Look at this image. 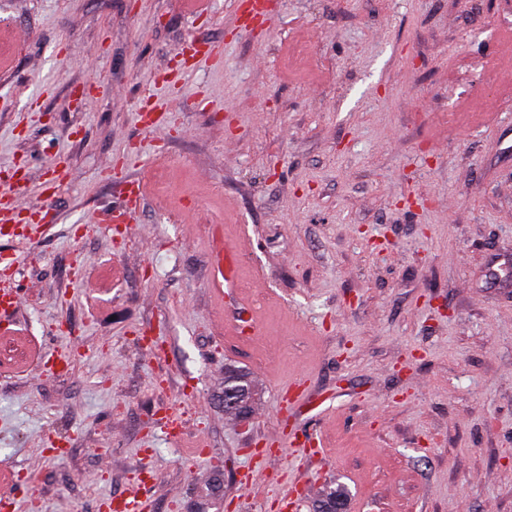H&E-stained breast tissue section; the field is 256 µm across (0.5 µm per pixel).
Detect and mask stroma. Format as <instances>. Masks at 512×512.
Returning a JSON list of instances; mask_svg holds the SVG:
<instances>
[{"label": "stroma", "mask_w": 512, "mask_h": 512, "mask_svg": "<svg viewBox=\"0 0 512 512\" xmlns=\"http://www.w3.org/2000/svg\"><path fill=\"white\" fill-rule=\"evenodd\" d=\"M0 0V193L64 161L29 198L49 235L14 254L16 335L0 340V465L40 512H512V0ZM222 61L205 59L210 45ZM123 181L133 233L103 222ZM215 227L251 336L213 284ZM65 353L39 372L29 343ZM257 388L224 409V370ZM304 393L277 411L296 379ZM304 430L262 467L251 440Z\"/></svg>", "instance_id": "1"}]
</instances>
